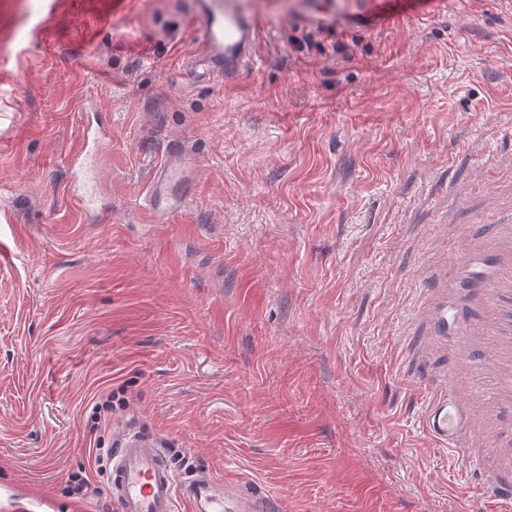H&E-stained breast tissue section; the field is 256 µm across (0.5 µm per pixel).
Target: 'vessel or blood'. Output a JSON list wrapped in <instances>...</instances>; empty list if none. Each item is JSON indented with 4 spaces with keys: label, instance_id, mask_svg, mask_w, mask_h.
Wrapping results in <instances>:
<instances>
[{
    "label": "vessel or blood",
    "instance_id": "1",
    "mask_svg": "<svg viewBox=\"0 0 512 512\" xmlns=\"http://www.w3.org/2000/svg\"><path fill=\"white\" fill-rule=\"evenodd\" d=\"M440 4L441 0H371L369 18L374 26L386 27L420 18L430 7ZM196 13L203 20L198 55L203 65L223 70L229 79L239 67L255 60L262 22L242 11L239 0H196ZM182 175L178 168L161 169L145 200L146 208L156 219L184 208V200L171 190ZM94 184L95 175L88 161L73 167L70 187L79 207H90ZM452 271L462 281V302L472 301L495 286L494 270L484 258L471 255L461 240L454 245ZM413 312L427 319L432 338H447L452 329L448 325L447 302L419 305ZM489 396V391L478 388L463 398L457 394L454 382H447L445 391L428 401L421 427L441 446L467 453L464 438L473 413ZM106 485L116 512H176L180 501L187 503L192 512H273L276 505L264 493L245 490L237 481H218L206 472L178 479L159 442L129 427L118 433Z\"/></svg>",
    "mask_w": 512,
    "mask_h": 512
}]
</instances>
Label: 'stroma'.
Returning a JSON list of instances; mask_svg holds the SVG:
<instances>
[{
  "label": "stroma",
  "mask_w": 512,
  "mask_h": 512,
  "mask_svg": "<svg viewBox=\"0 0 512 512\" xmlns=\"http://www.w3.org/2000/svg\"><path fill=\"white\" fill-rule=\"evenodd\" d=\"M312 3L241 0L264 27L227 84L192 63L193 0H0V512H111L64 476L103 486L89 451L125 426L178 476L241 480L278 512H483L484 474L512 477L511 397L476 416V466L422 432L417 384L512 378V0L375 30L369 0L323 30ZM98 120L85 212L70 161ZM177 163L187 204L150 223ZM461 239L498 286L462 306L449 284L473 330L434 351L413 305ZM122 384L128 408L91 420Z\"/></svg>",
  "instance_id": "obj_1"
}]
</instances>
